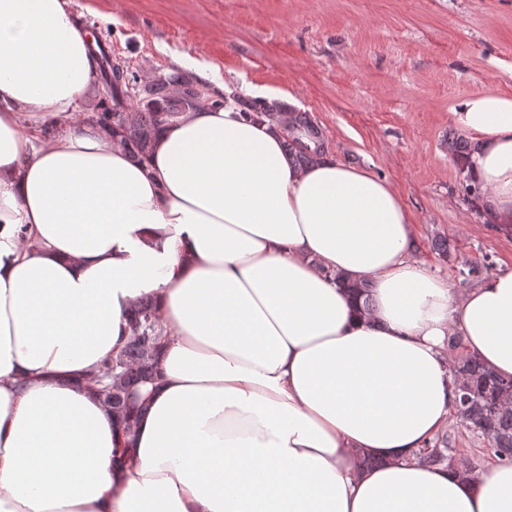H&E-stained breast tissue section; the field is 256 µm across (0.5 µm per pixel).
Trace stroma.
I'll list each match as a JSON object with an SVG mask.
<instances>
[{"mask_svg":"<svg viewBox=\"0 0 512 512\" xmlns=\"http://www.w3.org/2000/svg\"><path fill=\"white\" fill-rule=\"evenodd\" d=\"M82 28L143 68L209 64L245 97L291 94L331 154L387 180L413 216L426 270L512 267V224L463 195L445 139L476 93L512 98V0H70ZM447 238L448 256L431 242Z\"/></svg>","mask_w":512,"mask_h":512,"instance_id":"obj_1","label":"stroma"}]
</instances>
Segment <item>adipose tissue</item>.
<instances>
[{"label":"adipose tissue","instance_id":"obj_1","mask_svg":"<svg viewBox=\"0 0 512 512\" xmlns=\"http://www.w3.org/2000/svg\"><path fill=\"white\" fill-rule=\"evenodd\" d=\"M89 42L69 0H0V512H512V463L470 480L415 457L453 413L450 335L512 375V268L458 294L389 182L298 168L231 103L132 162L77 112ZM450 120L511 222L512 98ZM146 296L165 338L121 457L89 379Z\"/></svg>","mask_w":512,"mask_h":512}]
</instances>
